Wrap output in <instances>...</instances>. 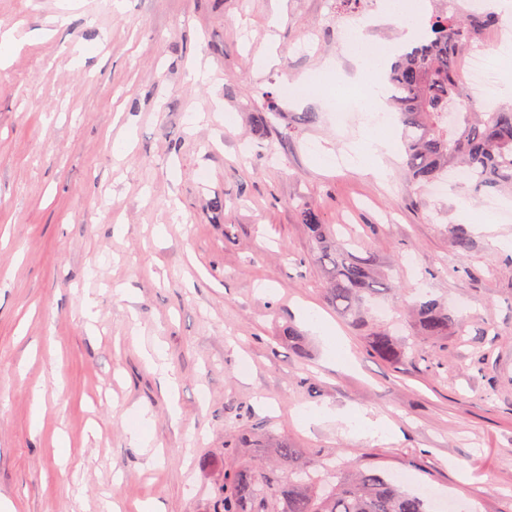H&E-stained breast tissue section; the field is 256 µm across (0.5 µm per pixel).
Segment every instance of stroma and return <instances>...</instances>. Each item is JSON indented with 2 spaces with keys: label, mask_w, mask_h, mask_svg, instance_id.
<instances>
[{
  "label": "stroma",
  "mask_w": 512,
  "mask_h": 512,
  "mask_svg": "<svg viewBox=\"0 0 512 512\" xmlns=\"http://www.w3.org/2000/svg\"><path fill=\"white\" fill-rule=\"evenodd\" d=\"M347 15L339 0H0L15 36L0 64V502L204 512L212 462L251 428L405 476L451 512H512V217L453 180L409 187L396 149L381 177L337 165L367 123L355 107L336 123L301 87L354 75ZM285 81L299 95L258 131L262 92ZM303 203L375 256L379 324L411 339L405 300L428 293L461 301L463 334L399 367L369 354L326 303ZM465 210L487 227L461 256L448 227ZM306 303L349 358L329 355ZM290 325L302 346L281 341ZM357 414L392 433H354Z\"/></svg>",
  "instance_id": "1"
}]
</instances>
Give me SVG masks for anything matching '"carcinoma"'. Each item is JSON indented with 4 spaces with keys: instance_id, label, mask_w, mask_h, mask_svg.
<instances>
[{
    "instance_id": "carcinoma-1",
    "label": "carcinoma",
    "mask_w": 512,
    "mask_h": 512,
    "mask_svg": "<svg viewBox=\"0 0 512 512\" xmlns=\"http://www.w3.org/2000/svg\"><path fill=\"white\" fill-rule=\"evenodd\" d=\"M500 23L492 12L434 14L418 22L417 41L387 71L410 184L433 183L463 166L475 194L512 188V107L473 110L458 69L459 57ZM276 109V94L264 93L254 121L267 127ZM298 216L326 274L329 306L362 332L371 353L393 366L405 362L407 346L378 327L368 307L383 290L374 256L336 248V231L310 206H300ZM452 243L457 253L469 252L473 238L464 225L453 229ZM408 310L424 339L463 331L456 311L429 294L418 296ZM217 472L208 512H431L425 496L405 491L395 477L371 465L341 470L322 450L296 448L285 437L265 439L251 430L237 435Z\"/></svg>"
}]
</instances>
